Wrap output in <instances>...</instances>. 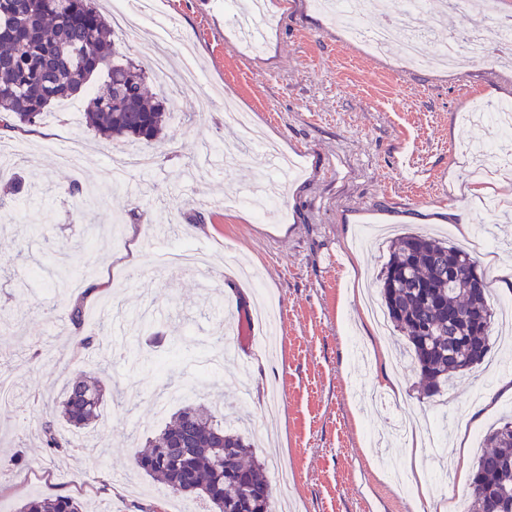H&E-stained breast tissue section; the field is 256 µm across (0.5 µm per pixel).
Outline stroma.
I'll return each instance as SVG.
<instances>
[{
  "instance_id": "obj_1",
  "label": "stroma",
  "mask_w": 512,
  "mask_h": 512,
  "mask_svg": "<svg viewBox=\"0 0 512 512\" xmlns=\"http://www.w3.org/2000/svg\"><path fill=\"white\" fill-rule=\"evenodd\" d=\"M246 4L154 0L160 19L142 22L137 41L123 40L135 59L165 41L173 66L189 59L202 74L172 92L164 75L149 73V90L172 92L175 112L155 167L128 185L113 184L110 159L131 144L100 140L70 113L55 112L52 125L20 137L42 200L11 203L17 221L0 231V370L16 394L0 407V457L26 459L0 471V512H18L34 493L78 498L89 512H137L164 489L131 457L183 402L207 405L258 439L269 472L296 473L278 490L275 512H429L467 494L451 458L460 426L474 455L486 431L512 416V394L501 387L512 377L511 329L495 325L485 362L427 398L399 352V332L380 329L369 308L392 239L413 230L474 257L495 308L512 296L497 275L512 264V174L485 186L502 208L479 207L470 174L480 159L470 147L494 131L459 119L473 101H512V42L501 38L512 0H487L474 14L429 5L415 16L429 55L447 37L481 30L490 50L462 70L408 66L394 46L372 55L318 0H264L263 46L250 53L233 23ZM226 97L251 110L264 139L293 159L289 174L225 123ZM76 141L85 154L77 171L56 157ZM206 145L235 164L205 167ZM279 180L286 195L268 219L236 205L253 183ZM73 181L93 202L90 221L56 192ZM38 227L56 229L54 250ZM180 240L208 255L214 287L157 269L159 249ZM52 265L108 281L112 291L84 299L82 289L48 278ZM135 268L153 274L130 278ZM263 290L281 310L273 358L260 350L266 328L252 317ZM77 299L86 332L101 344L84 352V369L120 389L123 402L105 400L95 442L50 456L37 426L67 389L73 328L62 305ZM149 305L155 336L132 335ZM274 389L283 409L270 419L263 404ZM400 417L420 437L433 430L444 440L422 448L421 499L380 468L405 467L408 445L393 427Z\"/></svg>"
}]
</instances>
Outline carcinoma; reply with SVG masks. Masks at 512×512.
<instances>
[{"label":"carcinoma","mask_w":512,"mask_h":512,"mask_svg":"<svg viewBox=\"0 0 512 512\" xmlns=\"http://www.w3.org/2000/svg\"><path fill=\"white\" fill-rule=\"evenodd\" d=\"M83 102L87 128L104 140L160 145L171 119L168 98L147 96L145 67L117 50L109 23L94 0H0V129L26 133L50 108L67 99ZM22 171L9 175L6 194L30 195ZM383 310L405 338L410 365L433 397L450 380L483 363L491 351L494 312L490 288L478 262L466 251L426 234L407 233L394 242L381 270ZM77 348L93 345L81 335L85 310L65 303ZM481 313L485 330L472 329ZM105 388L101 377L78 371L58 409L40 425L46 452L59 456L74 446L62 424L91 430L100 418ZM477 457L465 512H512V418L491 428ZM135 467L162 483L171 495L200 494L212 512H272L275 487L253 444L204 405H183L147 438ZM19 512H82L71 496L33 495Z\"/></svg>","instance_id":"carcinoma-1"}]
</instances>
